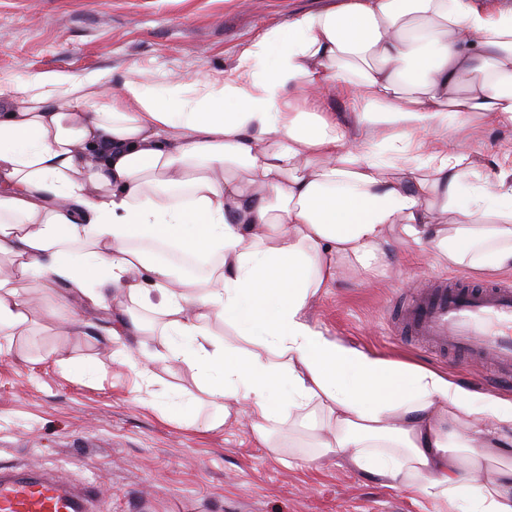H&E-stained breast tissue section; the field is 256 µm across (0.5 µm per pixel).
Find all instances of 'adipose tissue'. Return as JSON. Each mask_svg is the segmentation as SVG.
<instances>
[{
    "label": "adipose tissue",
    "instance_id": "ef3b65f1",
    "mask_svg": "<svg viewBox=\"0 0 512 512\" xmlns=\"http://www.w3.org/2000/svg\"><path fill=\"white\" fill-rule=\"evenodd\" d=\"M361 104L346 134L326 97ZM512 126V0H343L267 31L221 83L93 76L0 80V337L30 331L14 283L37 278L109 341L162 322L160 349L127 357L139 377L174 359L217 409L247 418L270 454L274 424L421 494L433 512H512V400L328 334L308 307L343 263L368 265L400 226L449 265L512 269V147L475 180L459 136L471 115ZM432 131L437 139L421 140ZM240 167L245 180L230 176ZM441 196L452 224L431 223ZM171 252L158 259L153 246ZM242 336L216 339L211 317Z\"/></svg>",
    "mask_w": 512,
    "mask_h": 512
}]
</instances>
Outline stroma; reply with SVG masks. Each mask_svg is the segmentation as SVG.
<instances>
[{"label": "stroma", "instance_id": "35a3bbf8", "mask_svg": "<svg viewBox=\"0 0 512 512\" xmlns=\"http://www.w3.org/2000/svg\"><path fill=\"white\" fill-rule=\"evenodd\" d=\"M342 0H0V77L23 82L33 72L99 77L120 90L131 67L146 79L177 73L189 85L231 71L243 52L290 15ZM473 143L481 177L498 172L512 127L482 124ZM512 279V270L451 268L427 246L386 235L370 268L344 266L310 307L330 335L387 358L448 374L463 387L512 399V384L485 365L436 356L391 332L389 307L411 288L455 277ZM38 298L24 358L0 354V467L39 464L97 486L109 512H431L419 494L356 472L332 454L293 449L288 461L268 453L248 428L205 430L210 406L167 413L169 389L195 391L176 361L153 366V386L121 364L115 344L69 332L64 303L43 281H21ZM93 364L83 378L58 364L53 350Z\"/></svg>", "mask_w": 512, "mask_h": 512}]
</instances>
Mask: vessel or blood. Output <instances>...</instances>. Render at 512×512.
<instances>
[{
    "instance_id": "1",
    "label": "vessel or blood",
    "mask_w": 512,
    "mask_h": 512,
    "mask_svg": "<svg viewBox=\"0 0 512 512\" xmlns=\"http://www.w3.org/2000/svg\"><path fill=\"white\" fill-rule=\"evenodd\" d=\"M396 335L440 355L486 363L497 379H512V281L470 285L437 280L404 299ZM98 490L43 468L0 470V512H102Z\"/></svg>"
}]
</instances>
